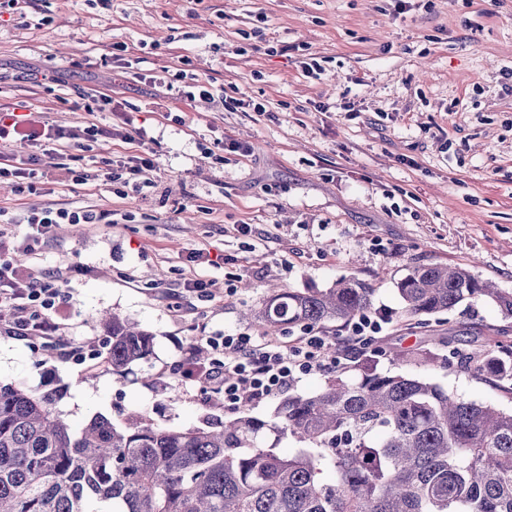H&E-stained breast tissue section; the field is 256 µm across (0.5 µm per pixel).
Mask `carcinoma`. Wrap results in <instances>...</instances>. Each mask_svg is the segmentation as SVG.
<instances>
[{
	"label": "carcinoma",
	"instance_id": "obj_1",
	"mask_svg": "<svg viewBox=\"0 0 512 512\" xmlns=\"http://www.w3.org/2000/svg\"><path fill=\"white\" fill-rule=\"evenodd\" d=\"M397 290L410 321L478 299L512 318V290L461 267L417 266ZM373 293L356 277L281 289L254 318L267 335L346 326ZM102 324L112 373L150 359V331L115 314ZM356 356V376L288 394L273 422L244 413L189 429L103 416L73 429L54 411L61 390L0 383V512H512V409ZM464 368L512 393V345L489 338ZM284 436L300 444L292 456L276 451Z\"/></svg>",
	"mask_w": 512,
	"mask_h": 512
}]
</instances>
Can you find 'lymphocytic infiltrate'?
Here are the masks:
<instances>
[{"label": "lymphocytic infiltrate", "instance_id": "obj_1", "mask_svg": "<svg viewBox=\"0 0 512 512\" xmlns=\"http://www.w3.org/2000/svg\"><path fill=\"white\" fill-rule=\"evenodd\" d=\"M33 229L25 237V249L37 255L45 234L56 224H98L100 215L81 209L45 206L31 209L25 217ZM62 272L35 275L0 256V301H20L24 315L19 331L51 339L56 328L49 318L60 296ZM207 345L224 358L210 368L195 371L203 384H218L224 405L233 409L275 397L294 386L303 375L336 368L340 359L323 336H299L282 345L241 332L234 336H210Z\"/></svg>", "mask_w": 512, "mask_h": 512}]
</instances>
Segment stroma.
<instances>
[{"label":"stroma","mask_w":512,"mask_h":512,"mask_svg":"<svg viewBox=\"0 0 512 512\" xmlns=\"http://www.w3.org/2000/svg\"><path fill=\"white\" fill-rule=\"evenodd\" d=\"M312 59L320 78L301 68ZM166 71L210 82L212 101L166 91ZM102 92L113 104L100 111ZM230 98L264 109L229 111ZM1 109L39 129L142 133L88 139L63 162L48 152L33 195L0 179V254L68 272L58 335L103 351L105 312L155 335L148 362L120 376L0 328V381L61 388L55 410L72 428L97 414L175 429L239 417L184 377L197 338L260 336L253 313L274 287L351 276L390 313L372 344L379 370L512 408L461 367L484 337L512 342V319L479 300L417 327L396 289L413 267L441 265L512 290V0H41L0 10ZM143 147L150 185L117 196L106 172ZM44 204L108 220L51 229L33 257L23 219ZM195 278L213 281L210 297L186 291ZM421 347L435 364L394 357Z\"/></svg>","instance_id":"stroma-1"}]
</instances>
